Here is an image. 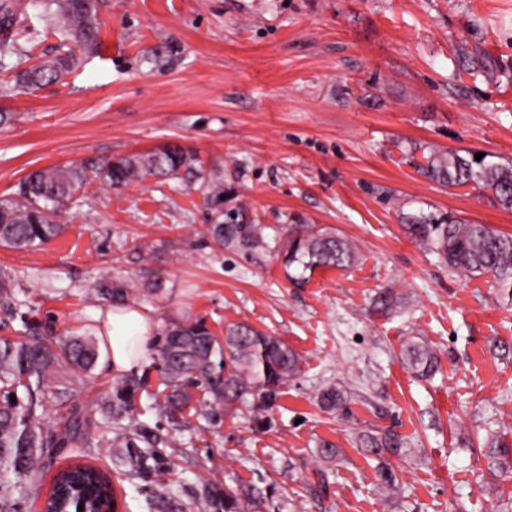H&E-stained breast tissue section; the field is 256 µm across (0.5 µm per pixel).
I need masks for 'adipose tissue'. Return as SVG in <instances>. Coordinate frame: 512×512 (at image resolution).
Instances as JSON below:
<instances>
[{"label":"adipose tissue","mask_w":512,"mask_h":512,"mask_svg":"<svg viewBox=\"0 0 512 512\" xmlns=\"http://www.w3.org/2000/svg\"><path fill=\"white\" fill-rule=\"evenodd\" d=\"M154 327L147 310L132 303L118 302L105 312L97 335L112 374L139 369L147 361Z\"/></svg>","instance_id":"adipose-tissue-1"}]
</instances>
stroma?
<instances>
[{
  "instance_id": "1",
  "label": "stroma",
  "mask_w": 512,
  "mask_h": 512,
  "mask_svg": "<svg viewBox=\"0 0 512 512\" xmlns=\"http://www.w3.org/2000/svg\"><path fill=\"white\" fill-rule=\"evenodd\" d=\"M101 48L64 83L0 98V197L30 171L177 147L235 186L268 236L287 224L330 228L356 244L344 271L295 287L278 256L249 262L217 250L198 188L148 178L113 191L91 181L60 235L39 248L0 247L15 298L55 332H96L101 274L163 290L137 297L156 325L205 318L215 336L245 322L300 357L268 430L246 415L216 428L192 417L163 476L207 505V471L226 483L264 478L270 512H492L512 477L489 469L487 441L512 443V298L492 277L454 272L403 230L412 215H448L512 233L491 193L449 189L417 171L433 150L512 163V0H100ZM501 66L458 74L460 47ZM400 303L376 311L378 294ZM438 354L430 380L399 359L406 337ZM329 383L347 415L319 407ZM393 429L409 455L384 497L357 433ZM322 441L343 450L328 489L311 491ZM83 462L111 473L118 512L142 494L116 474L110 448H62L39 469L43 489Z\"/></svg>"
}]
</instances>
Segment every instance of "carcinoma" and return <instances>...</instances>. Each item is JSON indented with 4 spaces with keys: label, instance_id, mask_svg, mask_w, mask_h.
Segmentation results:
<instances>
[{
    "label": "carcinoma",
    "instance_id": "cac0c4a2",
    "mask_svg": "<svg viewBox=\"0 0 512 512\" xmlns=\"http://www.w3.org/2000/svg\"><path fill=\"white\" fill-rule=\"evenodd\" d=\"M37 8L17 7V0H0V72L11 78L0 82V97L29 95L60 82L77 69L84 57L100 47L98 0H34ZM58 38L50 55L33 56L36 25ZM499 60L488 52L475 56L461 53V67L470 76L494 72ZM419 171L448 187L470 184L492 193L504 209H512V166L475 160L455 152L432 151ZM112 189L147 177L163 181L198 182L205 191L211 224L206 232L219 249H229L255 261L271 249L265 226L250 219L243 207L226 208L234 188L224 185L216 172H205L196 156L181 149L138 153L107 159L95 168L62 165L30 172L17 185L13 196L0 199V247L28 250L39 247L61 232L66 203L89 177ZM406 234L437 253L451 270L471 276L490 275L500 289L512 296V234L487 224H463L434 216H420L404 225ZM277 253L287 279L295 285L309 282L318 269L345 270L358 259L346 238L313 224H290L276 239ZM96 293L113 303L125 301L133 292L122 278L99 280ZM22 334L16 340L0 339V512H25L26 504L41 490L35 463L58 448L112 449L115 468L132 479L147 480L164 465L169 450L180 446L174 431L184 425L185 412L206 406L212 425L244 407L252 413L254 428L269 422L267 412L275 405L281 388L300 371V359L286 342L267 335L248 323H236L219 339L202 317L187 315L166 324L156 346L159 385L152 402L142 406V393L149 385V369L112 379V392L105 394L85 414L72 404L53 429L41 427V417L53 405L74 399V393L57 390L59 373L71 381L92 372L99 359L98 341L90 333H74L54 340L42 336L36 324L20 313ZM400 358L416 378H429L440 365L435 351L421 338L411 336L401 347ZM316 399L330 411L342 410L347 391L337 384L320 388ZM151 412L157 430L139 423L141 412ZM356 446L378 460V485L387 494L399 489V479L389 457L407 453V441L390 429L364 431ZM487 456L495 469L509 470L512 444L490 441ZM319 461H340L342 450L322 441L316 450ZM51 512H97L115 502L107 475L89 465L70 466L54 479ZM207 505L211 512H264L263 487L255 482L221 484L218 475L208 481ZM196 503L181 498L168 485L156 483L144 495L145 512H194Z\"/></svg>",
    "mask_w": 512,
    "mask_h": 512
}]
</instances>
